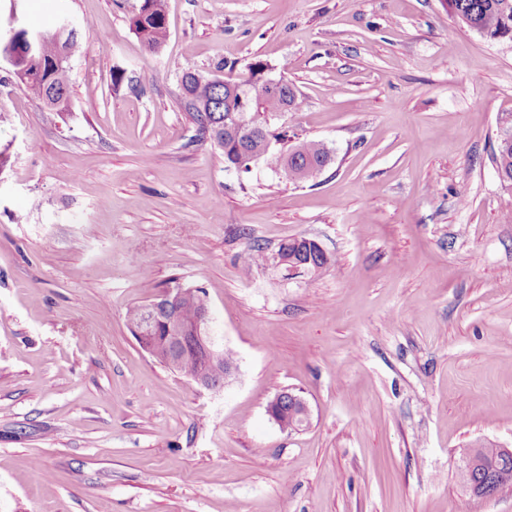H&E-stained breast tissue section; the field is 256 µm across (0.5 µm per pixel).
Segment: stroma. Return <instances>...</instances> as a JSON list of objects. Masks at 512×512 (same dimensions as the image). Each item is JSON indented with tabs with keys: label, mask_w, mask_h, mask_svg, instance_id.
<instances>
[{
	"label": "stroma",
	"mask_w": 512,
	"mask_h": 512,
	"mask_svg": "<svg viewBox=\"0 0 512 512\" xmlns=\"http://www.w3.org/2000/svg\"><path fill=\"white\" fill-rule=\"evenodd\" d=\"M23 0L26 25L91 21L64 112L0 62V512H512L475 497L471 449L512 448V43L442 0ZM261 61L303 101L272 127L323 141L295 182L247 174L181 105ZM330 265L287 277L285 240ZM259 243L266 263L243 272ZM203 287L237 370L205 389L144 351L128 310ZM302 396L308 424L267 412ZM137 13L132 17L133 30L145 47L158 52L168 35L165 0H141ZM505 138L497 141L493 151L492 162L495 165L498 175L502 173L505 177L512 176V126L505 133Z\"/></svg>",
	"instance_id": "obj_1"
}]
</instances>
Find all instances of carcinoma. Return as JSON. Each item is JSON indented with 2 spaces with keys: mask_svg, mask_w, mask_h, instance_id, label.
Returning a JSON list of instances; mask_svg holds the SVG:
<instances>
[{
  "mask_svg": "<svg viewBox=\"0 0 512 512\" xmlns=\"http://www.w3.org/2000/svg\"><path fill=\"white\" fill-rule=\"evenodd\" d=\"M448 12L468 28L490 41L512 42V0H445ZM133 30L145 47L157 52L168 35L165 0H141L132 17ZM84 51L81 31L60 40L56 31L32 28L19 33L15 41L0 40V57L11 54L24 74L16 76L18 83L47 109L65 105L70 97V60ZM269 67L257 62L250 66L249 77L243 84L254 90L268 79ZM182 106L189 113L198 136L216 144L224 154V162L238 168H248L247 152L256 150L265 163L274 169L298 170L299 180L314 178L330 161L327 146L319 140H302L288 152L267 149L269 139L286 140L285 133L269 129L267 118L279 112H296L302 106L297 91L289 83L277 91L241 100L239 91L224 83L199 75L188 66L182 74ZM492 162L497 172L512 176V127L497 141ZM206 299L197 287L190 298L179 305L182 322H195L200 300ZM130 332L144 328L145 305L131 308L126 316Z\"/></svg>",
  "mask_w": 512,
  "mask_h": 512,
  "instance_id": "cac0c4a2",
  "label": "carcinoma"
}]
</instances>
